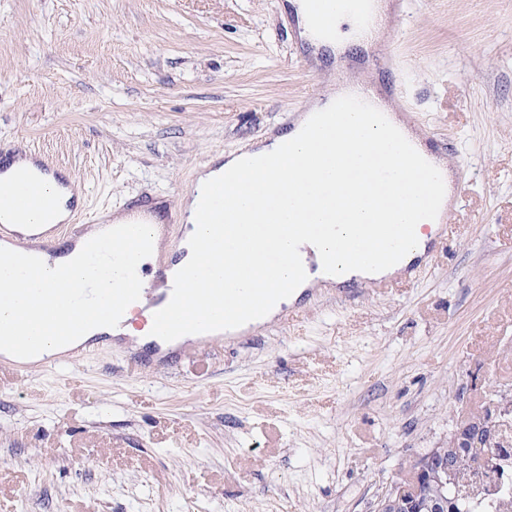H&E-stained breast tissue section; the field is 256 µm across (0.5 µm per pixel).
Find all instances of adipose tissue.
I'll return each mask as SVG.
<instances>
[{
  "mask_svg": "<svg viewBox=\"0 0 512 512\" xmlns=\"http://www.w3.org/2000/svg\"><path fill=\"white\" fill-rule=\"evenodd\" d=\"M333 2L337 27L328 43L331 52L370 43L376 32L357 18L352 0ZM325 109L323 102H311L290 131L206 167L197 178L193 196L184 201L189 227L184 239L188 254L182 265L203 261L227 282L273 289L281 305L294 302L325 277L323 270L288 264L290 225L307 229L317 261L332 263L340 284L399 273L423 253L450 198L402 154L395 135L404 131L403 122L395 118L383 125L369 113L347 112L329 123ZM382 170L404 172L407 193L382 182L378 176ZM230 173L235 176L231 184L225 181ZM219 186L224 193L218 204L231 221L214 227L201 223L200 208ZM364 225L370 229L363 240L367 258L354 261L340 244ZM236 228L250 232L246 245L233 239ZM378 228L390 232L389 241L375 236ZM10 229L14 236L0 240V255L29 253L36 261L19 273L0 272V289L11 293L8 303L0 302L1 355L11 356V346L19 339L32 342L35 361L98 336L122 334L137 345L152 339V323L136 327L135 309H128L114 325L75 314L56 296L46 294L45 287L54 282L56 272L55 263L42 248L50 237V225L28 220L11 224ZM389 242L407 245L403 261L384 262Z\"/></svg>",
  "mask_w": 512,
  "mask_h": 512,
  "instance_id": "1",
  "label": "adipose tissue"
}]
</instances>
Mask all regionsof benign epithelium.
Masks as SVG:
<instances>
[{"label": "benign epithelium", "instance_id": "1", "mask_svg": "<svg viewBox=\"0 0 512 512\" xmlns=\"http://www.w3.org/2000/svg\"><path fill=\"white\" fill-rule=\"evenodd\" d=\"M496 429L495 417L479 415L457 425L450 439L459 448H490ZM463 462L461 456L450 462L439 449H431L386 488L374 512H448V493L458 489Z\"/></svg>", "mask_w": 512, "mask_h": 512}]
</instances>
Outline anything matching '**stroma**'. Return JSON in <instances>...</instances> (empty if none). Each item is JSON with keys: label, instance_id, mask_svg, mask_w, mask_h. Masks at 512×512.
I'll return each mask as SVG.
<instances>
[{"label": "stroma", "instance_id": "1", "mask_svg": "<svg viewBox=\"0 0 512 512\" xmlns=\"http://www.w3.org/2000/svg\"><path fill=\"white\" fill-rule=\"evenodd\" d=\"M400 116L464 191L454 236L389 288L308 289L165 367L127 338L59 368L0 358V512H372L461 421L512 393V0H398ZM288 0H0V142L70 172L84 215L180 210L219 155L286 131L343 70Z\"/></svg>", "mask_w": 512, "mask_h": 512}]
</instances>
